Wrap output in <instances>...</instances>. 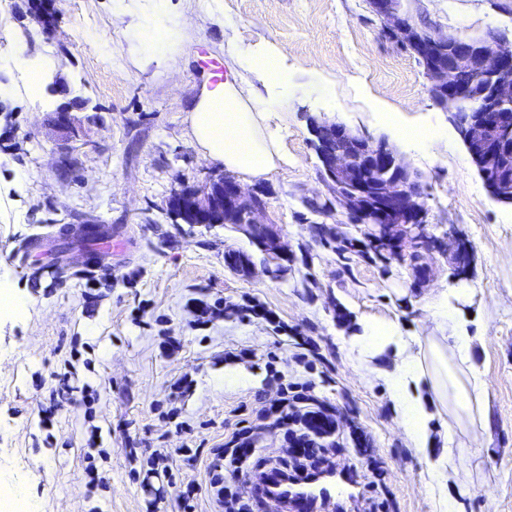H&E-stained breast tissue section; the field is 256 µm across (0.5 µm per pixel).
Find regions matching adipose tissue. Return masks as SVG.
<instances>
[{
	"label": "adipose tissue",
	"mask_w": 512,
	"mask_h": 512,
	"mask_svg": "<svg viewBox=\"0 0 512 512\" xmlns=\"http://www.w3.org/2000/svg\"><path fill=\"white\" fill-rule=\"evenodd\" d=\"M233 62L224 81L204 84L188 121L206 158L238 175L259 179L288 162L280 141L265 125L268 112L288 99L283 56L270 47L234 55ZM258 81L267 87V94L256 91ZM452 300L444 291L430 301L435 335L415 339L382 321L366 327L356 342L370 372L385 377L411 445L426 454L429 483L439 492V512H456L446 491L455 450L448 434L440 454L427 455L433 443L431 422L450 409L457 416L471 417L484 391L482 381H464L455 372L456 367L469 363L472 338ZM387 355L392 358L391 367L379 366V358Z\"/></svg>",
	"instance_id": "adipose-tissue-1"
}]
</instances>
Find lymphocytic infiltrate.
Wrapping results in <instances>:
<instances>
[{"instance_id":"1","label":"lymphocytic infiltrate","mask_w":512,"mask_h":512,"mask_svg":"<svg viewBox=\"0 0 512 512\" xmlns=\"http://www.w3.org/2000/svg\"><path fill=\"white\" fill-rule=\"evenodd\" d=\"M294 357L303 373L289 376L279 398L253 407L240 405L235 428L224 436L223 447L214 449L209 464V492L216 512H273L275 504L264 495V488L278 477L297 478L316 472L343 469L358 486L352 512H390L392 502L381 478L382 463L359 425L341 431L338 409L315 392L307 378L319 360L317 345L308 337H297ZM281 433L288 444L284 457H270L260 445L262 435ZM347 457L340 465L339 457ZM372 457L371 466L360 467L361 457Z\"/></svg>"}]
</instances>
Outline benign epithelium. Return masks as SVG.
I'll return each mask as SVG.
<instances>
[{
  "mask_svg": "<svg viewBox=\"0 0 512 512\" xmlns=\"http://www.w3.org/2000/svg\"><path fill=\"white\" fill-rule=\"evenodd\" d=\"M30 16L39 30L52 35L57 28L55 0H28ZM384 32L421 58L430 80V94L448 96L440 105L456 128L478 169L490 197L512 203V188L496 182L502 154L512 151V113L500 105L512 103V40L491 30L479 39L444 34L414 24L403 11L401 0H369ZM486 80L482 100L466 111L454 107L452 94L461 77ZM63 102L54 113V126L65 134L77 132L76 112L88 110L89 101L73 93L69 82L54 76L50 83ZM311 145L320 161L319 175L349 222L382 224L386 239L395 242L393 228L424 223L425 192L420 178L384 138L354 131L323 119L310 128ZM169 210L188 215L201 227L236 224L261 251L286 258L275 225L264 220L265 205L258 193L245 189L232 177L217 175L202 189L183 186L168 201Z\"/></svg>",
  "mask_w": 512,
  "mask_h": 512,
  "instance_id": "benign-epithelium-1",
  "label": "benign epithelium"
}]
</instances>
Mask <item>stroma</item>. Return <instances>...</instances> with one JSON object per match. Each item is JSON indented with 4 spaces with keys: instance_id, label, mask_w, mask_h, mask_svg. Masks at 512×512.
Returning <instances> with one entry per match:
<instances>
[{
    "instance_id": "stroma-1",
    "label": "stroma",
    "mask_w": 512,
    "mask_h": 512,
    "mask_svg": "<svg viewBox=\"0 0 512 512\" xmlns=\"http://www.w3.org/2000/svg\"><path fill=\"white\" fill-rule=\"evenodd\" d=\"M53 36L28 34L27 0L0 11V293L23 298V315L0 312V512L16 500L31 512H178L179 487L198 491L196 512H212L208 458H173L174 479L150 471L154 449L194 441L218 447L234 429V410L256 393L277 396L265 367L224 360L225 347L274 353V367L296 372L295 348L276 333L281 322L313 338L331 362V383L310 377L318 395L358 422L384 463L395 512H437L426 485L424 456L411 448L392 410L387 384L368 372L350 339L372 320L407 336L435 333L430 295L456 290L455 304L472 338L471 368L485 383L474 425L453 414L436 434L455 429V464L463 482L448 487L458 512H512V206L494 201L446 112L429 95V80L409 51L384 37L367 0H56ZM413 23L477 36L494 29L512 39V0H404ZM178 33L158 52L149 32ZM49 61L93 109L77 113L79 135L66 141L53 125L61 99L32 94L11 59L17 45ZM283 53L289 99L268 116L291 165L243 180L264 190L266 217L281 231L288 270L269 273L267 257L233 225L173 222L168 198L182 185L201 187L224 173L205 158L188 121L211 71L201 57L224 61V49ZM445 131L448 150L432 154L408 144L386 119ZM327 118L386 138L421 174L427 197L424 232L433 250L404 239L389 265L366 255L343 258L338 244L316 237L324 224L366 242L379 228L351 224L340 212L319 214L305 200H326L309 132ZM97 224L112 248L104 266L79 273L73 264L93 250L68 228ZM42 236L44 256L25 252ZM421 251L419 271L403 257ZM251 255L246 276L224 256ZM255 299L275 323L222 317L196 323L202 303ZM178 341L160 347L158 319ZM90 347L92 368L77 365L66 382L72 349ZM274 370V371H275ZM185 377L183 417L192 439L159 419L155 406ZM99 398L85 415L87 393ZM102 450L100 483L86 472L88 445Z\"/></svg>"
}]
</instances>
